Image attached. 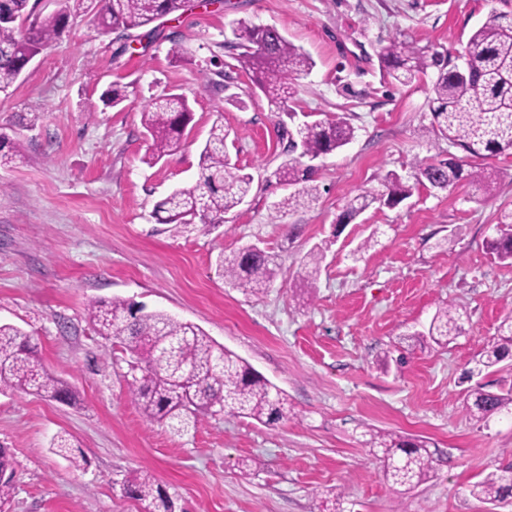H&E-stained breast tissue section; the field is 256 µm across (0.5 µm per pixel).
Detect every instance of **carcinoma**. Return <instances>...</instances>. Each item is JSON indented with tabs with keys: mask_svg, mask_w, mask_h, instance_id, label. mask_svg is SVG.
I'll list each match as a JSON object with an SVG mask.
<instances>
[{
	"mask_svg": "<svg viewBox=\"0 0 512 512\" xmlns=\"http://www.w3.org/2000/svg\"><path fill=\"white\" fill-rule=\"evenodd\" d=\"M30 0H0V91L7 90L22 74L30 59L41 53L60 33L70 7L61 14L32 17ZM190 0H104L99 25L105 33L130 35L161 17L181 15ZM234 41L242 68L253 73L256 88L278 110L297 94V76L314 67L312 58L279 30L245 21L236 23ZM471 61L468 68L449 65L448 58L427 47L418 48L397 36L378 52L382 69L401 84H407L430 67L437 69L432 84L431 125L423 136L448 140L469 156L512 155V14L499 12L478 27L465 44ZM189 100L182 94H165L149 102L141 122L152 138L150 160L157 163L181 146L191 121ZM281 138L288 152L298 156L285 160L274 172L277 184L300 186L274 204L273 218L294 210L317 194L312 185L314 169L302 159H319L349 144L354 127L344 118L315 120L295 129L281 123ZM224 124L213 123L200 153L194 182L179 187L156 205L166 221L180 223L190 216L203 224H221L224 214L241 205L252 191L253 178L231 164L226 149ZM415 183L446 190L461 181L480 183L482 171L469 169L453 159L421 161ZM413 186L396 173L380 178V188L367 190L350 201L342 216L351 221L377 203L395 207L412 195ZM497 236L488 242L491 253L512 264V210L503 212L496 225ZM323 251L311 249L301 261V281L310 291L320 271ZM224 278L246 295L266 292L276 276L274 256L263 249H238L220 255ZM96 333L129 353L126 372L129 395L151 424L182 435L195 425L198 414L230 415L273 425L290 419L287 395L256 372L244 359L224 348L198 325L181 321L162 310L122 298L96 302L89 308ZM463 330V313L441 307L432 318L428 336L445 346ZM512 354V312L503 316L498 334L488 344L479 364L487 369ZM32 392L55 401H69L72 390L43 364L29 335L12 324H0V391ZM512 406V388L495 393L478 385L465 405L469 417L486 421ZM365 445L381 461L383 478L392 486L410 491L424 483L434 459L425 440L394 433L366 432ZM52 450L78 468L83 456L74 444L58 435ZM12 456L0 447V508L14 497ZM481 501L495 503L512 492V467L492 472L469 489ZM124 496L138 501L144 512H175L174 501L154 476L141 474L122 484Z\"/></svg>",
	"mask_w": 512,
	"mask_h": 512,
	"instance_id": "obj_1",
	"label": "carcinoma"
}]
</instances>
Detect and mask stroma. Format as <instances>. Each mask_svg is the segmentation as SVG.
Segmentation results:
<instances>
[{
	"instance_id": "35a3bbf8",
	"label": "stroma",
	"mask_w": 512,
	"mask_h": 512,
	"mask_svg": "<svg viewBox=\"0 0 512 512\" xmlns=\"http://www.w3.org/2000/svg\"><path fill=\"white\" fill-rule=\"evenodd\" d=\"M510 11L512 0H195L146 48L102 33L94 13L71 18L0 92V134L21 146L0 163V322L30 334L77 395L72 405L0 392V446L15 462L9 512H140L120 486L143 470L176 512H320L329 489L344 512H512L469 493L512 466V413L477 424L464 409L475 384L512 387L502 364L468 376L512 311V265L486 248L512 210V155L482 160L490 190L419 185L397 207L336 223L379 175L409 181L419 160L462 155L420 133L435 70L399 84L384 75L380 46L397 36L453 58L492 13ZM240 19L276 27L314 60L297 79L293 123L340 116L356 129L316 160V199L278 219L280 114L228 47ZM115 83L128 99L109 108L101 95ZM166 93L186 95L193 119L180 149L151 166L141 111ZM217 120L232 164L254 178L250 196L220 224L159 223L157 202L193 182ZM373 234L377 245L359 252ZM249 243L278 263L259 297L217 266ZM322 244L316 290L299 306L300 262ZM114 297L200 326L283 390L295 418L268 426L202 414L181 436L148 423L128 393V354L89 319L92 302ZM446 305L467 318L439 346L426 332ZM369 428L423 437L431 477L408 493L391 488L361 443ZM64 432L86 458L81 469L50 449Z\"/></svg>"
}]
</instances>
